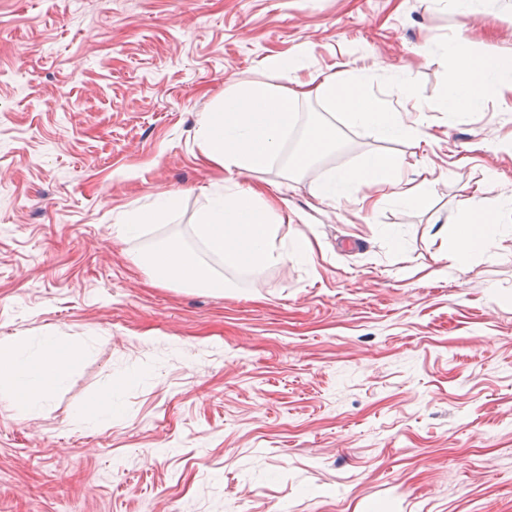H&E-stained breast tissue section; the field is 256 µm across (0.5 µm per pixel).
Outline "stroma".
<instances>
[{
  "label": "stroma",
  "mask_w": 512,
  "mask_h": 512,
  "mask_svg": "<svg viewBox=\"0 0 512 512\" xmlns=\"http://www.w3.org/2000/svg\"><path fill=\"white\" fill-rule=\"evenodd\" d=\"M512 54V0H0V337L84 350L43 407L0 401V512H512V233L452 266L476 184L512 196V92L452 114L445 52ZM422 139H382L325 98L296 103L334 150L241 178L288 204L279 238L313 261L245 274L210 257L198 213L224 188L200 122L225 91L338 69ZM383 153L416 206L318 182ZM160 223L120 230L161 194ZM172 241L224 295L152 282ZM111 394L103 428L82 414Z\"/></svg>",
  "instance_id": "35a3bbf8"
}]
</instances>
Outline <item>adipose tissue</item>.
Segmentation results:
<instances>
[{
    "label": "adipose tissue",
    "instance_id": "adipose-tissue-1",
    "mask_svg": "<svg viewBox=\"0 0 512 512\" xmlns=\"http://www.w3.org/2000/svg\"><path fill=\"white\" fill-rule=\"evenodd\" d=\"M448 54L456 63V79L445 108L454 113L477 111L490 92L512 91V56H479L468 40L449 41ZM327 97L356 126L376 130L385 137L414 138L415 130L400 114L364 92L360 83L337 72L320 83L295 82L273 90L251 84L225 94L222 106L202 120V161L226 173L254 172L268 168L281 152L295 122L294 105L311 95ZM388 186L391 195L406 205L418 204L424 185L403 186L399 166L391 158L374 155L358 169H344L315 189L328 202L359 186ZM489 184H481L466 206V215L454 230H440L444 248L454 264L490 251L498 235L502 211L485 206ZM264 191L249 187L213 196L197 216L196 233L206 248L225 265L241 271L281 259L275 246L279 227L270 220L271 207L263 203ZM147 264L158 282L178 281L213 295H223V276L199 262L182 246L171 244L152 251ZM25 341L0 339V395L25 405L48 402L83 360L82 351L58 337H44L37 356L26 353Z\"/></svg>",
    "mask_w": 512,
    "mask_h": 512
}]
</instances>
